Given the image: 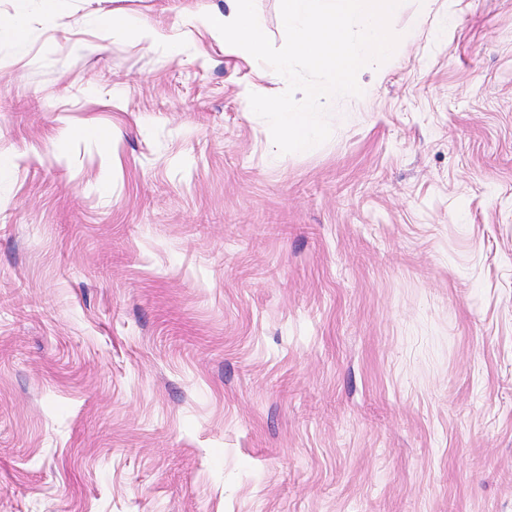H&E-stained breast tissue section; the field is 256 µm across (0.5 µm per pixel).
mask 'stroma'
Instances as JSON below:
<instances>
[{
  "instance_id": "1",
  "label": "stroma",
  "mask_w": 512,
  "mask_h": 512,
  "mask_svg": "<svg viewBox=\"0 0 512 512\" xmlns=\"http://www.w3.org/2000/svg\"><path fill=\"white\" fill-rule=\"evenodd\" d=\"M223 9L0 0V512H512V0L288 154ZM100 24L104 25L107 32L116 35H124L130 31L129 23L126 18L116 13H112V18H101ZM129 33L140 42L150 46L162 42L160 34L146 26H140Z\"/></svg>"
}]
</instances>
